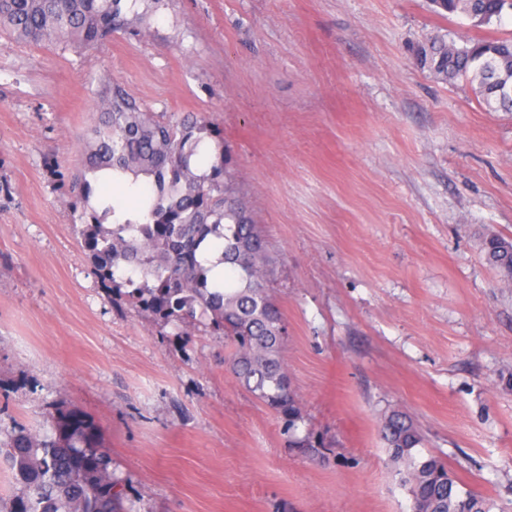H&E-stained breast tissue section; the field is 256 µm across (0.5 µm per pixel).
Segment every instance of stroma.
I'll return each instance as SVG.
<instances>
[{"label": "stroma", "instance_id": "obj_1", "mask_svg": "<svg viewBox=\"0 0 512 512\" xmlns=\"http://www.w3.org/2000/svg\"><path fill=\"white\" fill-rule=\"evenodd\" d=\"M93 48L0 33V427L63 401L98 424L137 512H410L378 435L392 409L459 488L512 512V288L484 233L512 237V112L419 55L468 20L431 0H143ZM151 111L224 132L270 244L282 361L310 461L224 367L216 336L117 313L64 183L100 76Z\"/></svg>", "mask_w": 512, "mask_h": 512}]
</instances>
